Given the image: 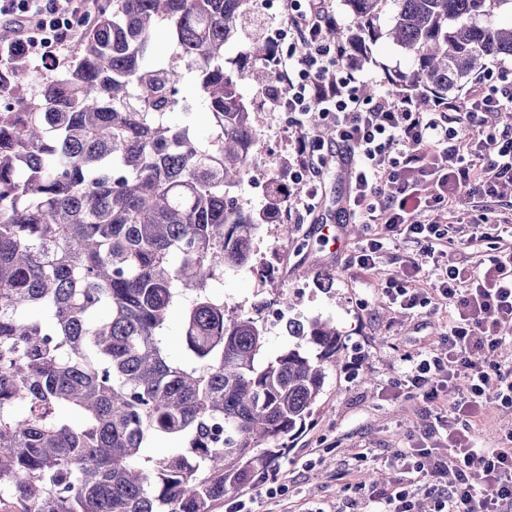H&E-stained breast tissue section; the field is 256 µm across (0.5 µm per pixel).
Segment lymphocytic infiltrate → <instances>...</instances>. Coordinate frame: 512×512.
<instances>
[{"label":"lymphocytic infiltrate","mask_w":512,"mask_h":512,"mask_svg":"<svg viewBox=\"0 0 512 512\" xmlns=\"http://www.w3.org/2000/svg\"><path fill=\"white\" fill-rule=\"evenodd\" d=\"M325 0H283L288 46L272 59L273 112L298 115L290 180L303 195L288 208L304 223L316 209L315 178L328 159L348 166L349 190L341 216L379 225L355 249L360 271L376 267L387 246L413 242L439 256L430 270L403 259L382 293L390 306L410 311L432 306L446 314L441 347L417 354L397 386L405 396L436 403L442 389L463 384L439 428L447 448L403 451L400 474L371 490L372 512H416L418 497L429 512H512V430L496 446L480 448L471 432L489 402L512 404V362L487 371L482 355L505 342L512 322V242L498 255L468 265L448 261L443 229L448 204L460 196L486 197L512 184V130L485 127L482 115L512 107V82L478 86L462 100L420 110L409 97L366 98L364 73L343 44L326 42L336 15ZM95 0H0V21L15 24L13 52L38 55L45 44L67 47L89 19ZM496 392H489L490 378ZM481 483H474V474Z\"/></svg>","instance_id":"lymphocytic-infiltrate-1"}]
</instances>
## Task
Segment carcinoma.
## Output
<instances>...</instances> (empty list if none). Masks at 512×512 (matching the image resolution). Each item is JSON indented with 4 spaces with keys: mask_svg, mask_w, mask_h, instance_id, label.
I'll return each instance as SVG.
<instances>
[{
    "mask_svg": "<svg viewBox=\"0 0 512 512\" xmlns=\"http://www.w3.org/2000/svg\"><path fill=\"white\" fill-rule=\"evenodd\" d=\"M512 0H394L391 34L413 57L400 86L446 99L487 62L512 57ZM249 0H112L81 52L22 108L0 110V505L7 512H214L286 455L323 393L342 337L327 320L266 354V330L231 314L224 272L252 262L261 226L236 196L275 175L258 161L245 82L224 65ZM356 27L327 28L356 63L387 0H344ZM166 31L173 53L155 48ZM29 57L0 56V87ZM209 113L202 135L170 114ZM183 316V354L166 324ZM157 440L172 448L151 452Z\"/></svg>",
    "mask_w": 512,
    "mask_h": 512,
    "instance_id": "carcinoma-1",
    "label": "carcinoma"
}]
</instances>
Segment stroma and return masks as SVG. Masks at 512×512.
Here are the masks:
<instances>
[{"instance_id":"35a3bbf8","label":"stroma","mask_w":512,"mask_h":512,"mask_svg":"<svg viewBox=\"0 0 512 512\" xmlns=\"http://www.w3.org/2000/svg\"><path fill=\"white\" fill-rule=\"evenodd\" d=\"M395 11L394 0H386L376 21L380 35L364 65L369 82L390 96L395 93L392 79L413 66L412 57L386 35ZM284 25L280 0H262L260 10L243 16L238 41L225 50L226 61L235 62L257 49L275 50L272 34ZM79 48L75 42L66 50H53L48 64L31 57L22 99L36 96L43 83L75 59ZM242 91L255 112L261 163L276 174L280 193L294 200L287 167L293 159V122L285 113L268 110L261 88L247 84ZM347 188L343 167L329 163L312 222L290 226L284 214H277L257 236L253 270L226 272L220 288L228 302L258 294L269 299L287 295L299 320H330L344 339L338 364L326 371L324 391L312 416L291 438L287 462L273 472L274 477H286L290 500L308 501L326 512H363L367 472L378 471L390 479L404 448L442 447L444 438L433 427L452 402L444 395L430 406L398 395L396 389L409 357L438 347L444 313L428 306L411 314L390 308L382 286L395 269L393 255L385 253L374 271L361 272L352 262L362 238L356 225H348L347 238L337 249L318 236V225L336 222ZM286 228L291 231L287 237L282 234Z\"/></svg>"}]
</instances>
